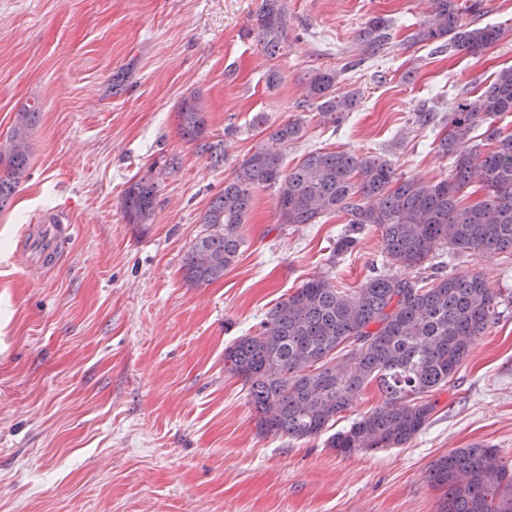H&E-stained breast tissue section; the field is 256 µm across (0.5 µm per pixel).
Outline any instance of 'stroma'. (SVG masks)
I'll return each mask as SVG.
<instances>
[{
    "label": "stroma",
    "instance_id": "stroma-1",
    "mask_svg": "<svg viewBox=\"0 0 512 512\" xmlns=\"http://www.w3.org/2000/svg\"><path fill=\"white\" fill-rule=\"evenodd\" d=\"M259 5L0 0V142L24 106H39L28 177L0 209V512H437L436 458L484 443L494 464L512 463V254L443 255L446 271L483 275L498 319L428 393L425 429L348 456L325 432L259 434L224 349L309 278L356 288L388 272L380 231L333 259L343 214L281 224L274 192L260 189L223 277L193 286L183 272L210 199L264 140L255 115L274 125L298 112L310 70L357 53L369 18L390 20L392 41L338 84L357 106L337 129L310 121L283 146L284 165L346 150L446 177L415 114L448 113L512 66V0H486L479 25L506 34L477 56L404 45L430 0H287L286 49L272 59L243 36ZM193 92L224 140L223 164L179 132L178 104ZM146 175L152 219L127 223L124 191ZM55 212L65 223H46Z\"/></svg>",
    "mask_w": 512,
    "mask_h": 512
}]
</instances>
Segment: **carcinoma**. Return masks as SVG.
Here are the masks:
<instances>
[{
    "label": "carcinoma",
    "instance_id": "1",
    "mask_svg": "<svg viewBox=\"0 0 512 512\" xmlns=\"http://www.w3.org/2000/svg\"><path fill=\"white\" fill-rule=\"evenodd\" d=\"M483 6V0H431L428 15L406 44L435 42L478 55L505 35L499 26L474 27L464 20L481 14ZM287 35L286 0H261L244 36L275 59ZM391 39L389 21L372 17L358 31V57L309 73L306 110L282 120L237 164L201 215L206 233L183 265L192 285L223 277L244 244L240 228L260 188L274 190L279 224H317L326 215L344 214L347 225L334 257L353 251L368 228L381 231L382 253L395 272L352 289L338 288L326 276L310 279L267 313L257 333L224 348V368L247 386L257 427L265 435L316 437L375 384L382 403L329 438V447L341 455L410 442L434 411L424 395L452 380L474 339L497 317V296L483 276L444 273L435 261L439 249L482 258L512 251V132L495 125L498 117L512 113V66L481 93L461 95L444 117L446 131L437 150L449 159L450 170L438 181L398 174L387 159L345 150L315 149L284 168L280 146L301 138L315 117L340 123L359 101L356 92L336 93L341 76L376 58ZM37 117L32 107L18 113L11 135L0 144V209L28 177L29 138ZM178 118L186 142L213 163L224 162V148L209 134L199 94L182 98ZM472 185L481 197L465 203V189ZM156 193L149 178L129 185L121 201L128 223H149ZM422 270L431 274L418 276ZM494 452L474 444L430 464V483L441 491L437 512H512V467L490 466Z\"/></svg>",
    "mask_w": 512,
    "mask_h": 512
}]
</instances>
